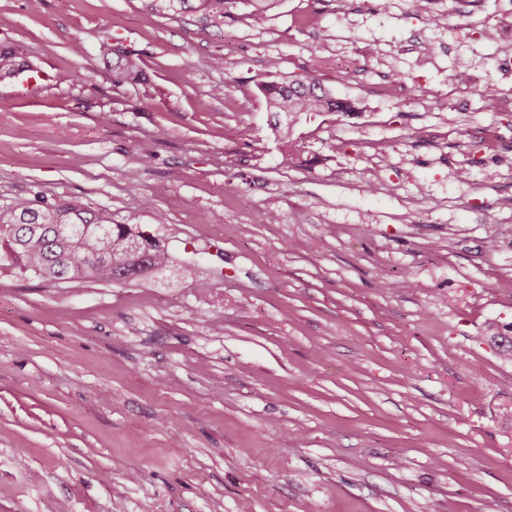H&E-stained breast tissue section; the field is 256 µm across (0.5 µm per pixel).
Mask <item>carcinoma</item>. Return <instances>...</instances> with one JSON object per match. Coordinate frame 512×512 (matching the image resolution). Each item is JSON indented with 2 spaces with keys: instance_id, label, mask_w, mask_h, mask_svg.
<instances>
[{
  "instance_id": "1",
  "label": "carcinoma",
  "mask_w": 512,
  "mask_h": 512,
  "mask_svg": "<svg viewBox=\"0 0 512 512\" xmlns=\"http://www.w3.org/2000/svg\"><path fill=\"white\" fill-rule=\"evenodd\" d=\"M232 2L197 0V9L222 19ZM16 58L14 48L0 47V77L13 74ZM262 94L268 111L290 121L302 114L348 111L315 80L265 85ZM0 250L47 282H111L122 271L132 280L148 281L170 262L165 247L138 226L114 224L107 213L69 200L36 204L19 198L0 209Z\"/></svg>"
}]
</instances>
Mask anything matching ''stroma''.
<instances>
[{"label":"stroma","instance_id":"1","mask_svg":"<svg viewBox=\"0 0 512 512\" xmlns=\"http://www.w3.org/2000/svg\"><path fill=\"white\" fill-rule=\"evenodd\" d=\"M252 9L0 0L48 74L0 79V207L195 270L0 257V512H512V0ZM313 78L352 111L277 123L261 87ZM134 243L142 246L136 253ZM0 250L24 270L47 282L86 279L148 281L168 268L170 257L153 236L134 224H112L105 211H90L69 200L19 198L0 209ZM94 260L91 266L87 263Z\"/></svg>","mask_w":512,"mask_h":512}]
</instances>
